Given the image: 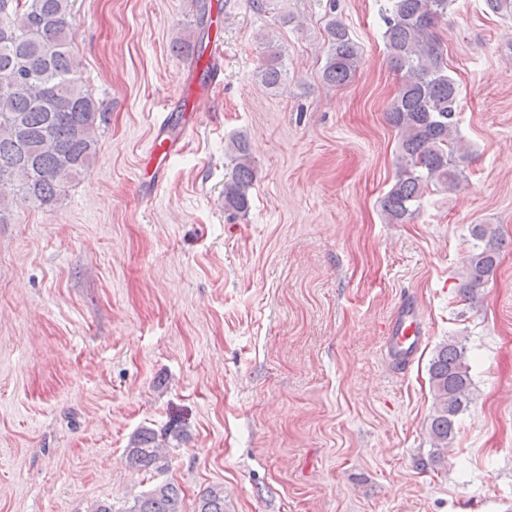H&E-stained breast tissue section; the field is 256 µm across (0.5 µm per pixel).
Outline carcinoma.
I'll list each match as a JSON object with an SVG mask.
<instances>
[{
  "label": "carcinoma",
  "instance_id": "carcinoma-1",
  "mask_svg": "<svg viewBox=\"0 0 512 512\" xmlns=\"http://www.w3.org/2000/svg\"><path fill=\"white\" fill-rule=\"evenodd\" d=\"M71 0H0V224L9 223L18 202L52 206L70 182L85 174L97 154L98 134L106 112L83 86L80 62L69 40ZM383 37L389 62L400 75L397 94L386 118L398 135L395 181L381 200L388 224H403L432 187L457 186V161L468 158L457 135L460 91L443 62L435 29L447 17L452 0H386ZM328 51L322 79L331 85L348 83L360 66L358 46L346 25L332 19L327 26ZM173 50L199 63L204 51L182 39ZM282 53L265 42L257 77L269 89L283 81ZM228 150L233 174L224 183V210L244 214L249 191L257 178L249 144L234 139ZM471 250L460 292L467 296L482 285L497 266L500 242L490 224L470 227ZM433 414L428 432L436 448L455 438V426L472 399L466 347L450 340L428 368ZM162 437L178 438L169 427ZM155 432L143 429L125 450L136 470L162 472L168 467ZM126 512H183L180 490L159 483L136 497ZM195 512H224V488H208Z\"/></svg>",
  "mask_w": 512,
  "mask_h": 512
}]
</instances>
